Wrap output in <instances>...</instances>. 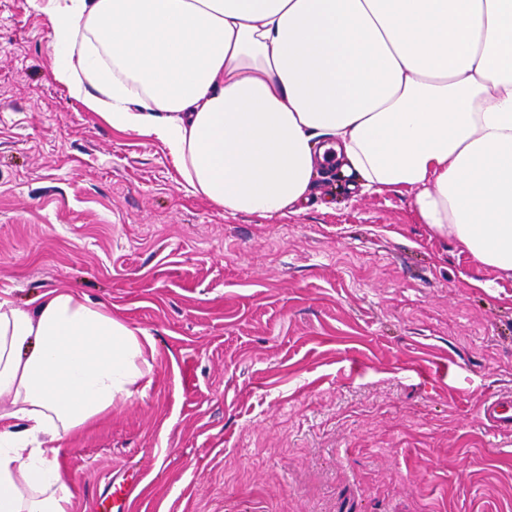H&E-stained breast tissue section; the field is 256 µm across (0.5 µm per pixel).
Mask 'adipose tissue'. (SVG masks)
I'll list each match as a JSON object with an SVG mask.
<instances>
[{"label": "adipose tissue", "mask_w": 512, "mask_h": 512, "mask_svg": "<svg viewBox=\"0 0 512 512\" xmlns=\"http://www.w3.org/2000/svg\"><path fill=\"white\" fill-rule=\"evenodd\" d=\"M56 80L161 141L194 194L272 219L334 150L362 191L512 276V0H32ZM155 348L57 286L0 296V512H72L58 441L109 415Z\"/></svg>", "instance_id": "1"}]
</instances>
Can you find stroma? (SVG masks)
<instances>
[{"label":"stroma","mask_w":512,"mask_h":512,"mask_svg":"<svg viewBox=\"0 0 512 512\" xmlns=\"http://www.w3.org/2000/svg\"><path fill=\"white\" fill-rule=\"evenodd\" d=\"M50 33L0 0V295L68 286L156 351L61 441L72 512L127 470L131 512H512V433L479 416L512 395V277L336 170L302 212H224L70 96Z\"/></svg>","instance_id":"obj_1"}]
</instances>
